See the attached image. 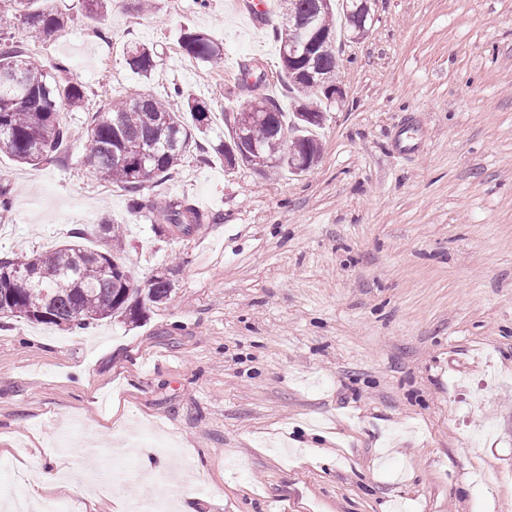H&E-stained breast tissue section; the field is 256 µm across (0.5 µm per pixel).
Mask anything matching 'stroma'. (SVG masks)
I'll return each mask as SVG.
<instances>
[{"mask_svg":"<svg viewBox=\"0 0 512 512\" xmlns=\"http://www.w3.org/2000/svg\"><path fill=\"white\" fill-rule=\"evenodd\" d=\"M237 0H56L69 24L28 45L49 73L84 87L71 141L38 167L0 155L13 189L0 255L81 236L110 250L121 227L136 282L172 288L136 323L88 329L0 315V504L26 494L11 472L50 456L55 425L112 454L152 433L183 480L139 484L191 512H512V0H372L365 36L342 42L340 104L316 130L320 157L299 176L225 170L186 153L144 200L184 198L206 216L182 233L99 181L83 160L93 112L173 87L224 112L268 94L288 101L271 7L250 23ZM202 31L220 66L184 54ZM157 55L150 77L127 48ZM264 75L245 87L241 68ZM417 152L396 146L404 131Z\"/></svg>","mask_w":512,"mask_h":512,"instance_id":"stroma-1","label":"stroma"}]
</instances>
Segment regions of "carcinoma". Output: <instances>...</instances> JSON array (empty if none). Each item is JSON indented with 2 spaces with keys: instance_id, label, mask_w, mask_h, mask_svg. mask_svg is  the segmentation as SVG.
<instances>
[{
  "instance_id": "carcinoma-1",
  "label": "carcinoma",
  "mask_w": 512,
  "mask_h": 512,
  "mask_svg": "<svg viewBox=\"0 0 512 512\" xmlns=\"http://www.w3.org/2000/svg\"><path fill=\"white\" fill-rule=\"evenodd\" d=\"M27 0H11L0 9V72L19 74L20 82L0 80V153L13 160L36 166L61 153L71 138L64 111L84 107L83 86L59 82L27 54L25 43L44 41L60 32L67 19L54 5L43 0L40 9L24 14L28 30L16 37L10 23L14 10L26 7ZM285 18L316 13L319 29L335 33L330 0H280ZM360 0H341L346 28L356 32L353 19ZM182 48L205 63L221 60L220 46L204 32H186ZM128 64L142 75L156 67L154 51L132 45ZM336 45L330 43L317 55L315 66L321 81L305 76L303 66L281 61L282 77L296 93L294 126L306 128L320 124L324 102L336 94ZM184 97L173 88L169 100L136 94L93 113L88 125L84 155L96 177L112 182L130 197L133 210L141 208V196L149 183L171 174L190 148L205 150L198 137L207 134L212 124L211 110L196 99L187 98L185 108L176 112L170 100ZM263 117L253 124L249 139L240 143L230 118L224 117L228 138L214 147L224 158V166L246 167L302 173L319 158L318 143L307 136L288 139V124L280 103L271 97L260 100ZM151 147L149 170L140 175L142 150ZM157 216L188 232L202 223L203 215L184 199L168 198L156 209ZM37 273L40 287L17 278V270ZM171 290L166 275L153 276L140 288L130 272L110 252L90 249L69 241L52 252L29 255L26 252L0 256V314L61 329H85L95 321L121 314L136 322L144 301H162Z\"/></svg>"
}]
</instances>
